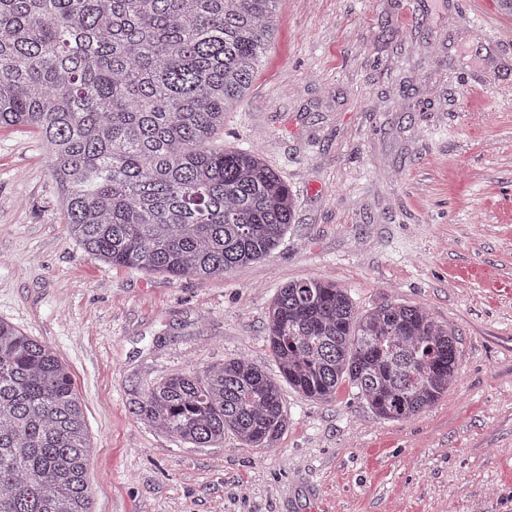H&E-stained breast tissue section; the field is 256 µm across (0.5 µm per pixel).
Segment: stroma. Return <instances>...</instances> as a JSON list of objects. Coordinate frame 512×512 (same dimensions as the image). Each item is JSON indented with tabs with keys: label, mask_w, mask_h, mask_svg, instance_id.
I'll return each instance as SVG.
<instances>
[{
	"label": "stroma",
	"mask_w": 512,
	"mask_h": 512,
	"mask_svg": "<svg viewBox=\"0 0 512 512\" xmlns=\"http://www.w3.org/2000/svg\"><path fill=\"white\" fill-rule=\"evenodd\" d=\"M218 141L294 195L273 254L224 277L116 268L70 237L25 129L0 131V320L53 346L81 396L93 512H512V13L498 0H280ZM319 278L359 310L425 306L457 382L405 421L348 386L283 387L272 448H198L139 413L154 383L266 342L278 288Z\"/></svg>",
	"instance_id": "35a3bbf8"
}]
</instances>
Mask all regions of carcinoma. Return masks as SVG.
<instances>
[{
	"instance_id": "1",
	"label": "carcinoma",
	"mask_w": 512,
	"mask_h": 512,
	"mask_svg": "<svg viewBox=\"0 0 512 512\" xmlns=\"http://www.w3.org/2000/svg\"><path fill=\"white\" fill-rule=\"evenodd\" d=\"M280 0H0V129L48 148L70 235L114 267L206 279L268 257L292 223L288 184L255 148L217 147L275 37ZM267 341L314 400L346 383L383 419L435 406L458 377L455 330L423 306L364 313L321 279L277 293ZM144 419L208 448L274 447L277 380L238 358L148 388ZM55 350L0 320V512H92L90 447Z\"/></svg>"
}]
</instances>
